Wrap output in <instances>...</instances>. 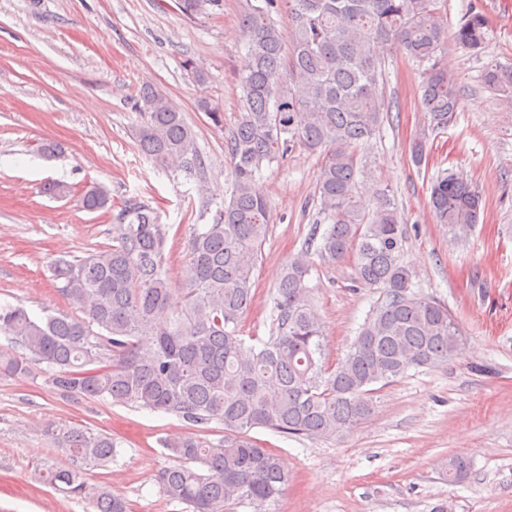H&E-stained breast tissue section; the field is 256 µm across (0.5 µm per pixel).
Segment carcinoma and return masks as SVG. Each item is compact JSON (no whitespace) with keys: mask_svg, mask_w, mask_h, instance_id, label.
<instances>
[{"mask_svg":"<svg viewBox=\"0 0 512 512\" xmlns=\"http://www.w3.org/2000/svg\"><path fill=\"white\" fill-rule=\"evenodd\" d=\"M219 0H176L189 18ZM438 0H246L247 51L238 79V123L227 141L233 191L210 224H196L181 266L178 301L165 269L167 228L137 196L112 213L108 191L81 197L90 212L112 214V244L51 266L59 291L76 314L32 316L21 305L0 306V332L22 350L0 353V369L26 373L44 363L54 390L174 414L191 424H224L217 443L192 435L163 441L176 464L163 470V495L184 512H227L245 499L256 512L288 484L281 458L249 436L255 428L327 439L351 431L374 410L375 394L414 368L445 365L460 350L462 331L448 305L413 291L414 272L400 260L406 227L388 190L357 194L359 149L380 132L385 110L380 80L383 46L398 42L408 58L428 64L420 107L432 127L454 121L459 95L439 66L448 40ZM288 7L292 42L285 46L272 14ZM491 26L472 10L453 33L478 51ZM486 88L512 104V67L486 66ZM142 123L139 146L155 162L197 174L202 161L182 113L146 83L133 103ZM296 144L322 152L317 200L328 227L316 251L325 262L350 261L357 288L381 291L349 352L325 357L323 323L310 301L308 251L288 261L272 297L273 332L246 345L238 325L253 303L252 273L270 222L268 200L254 189L263 163ZM476 189L446 172L431 186L436 223L456 236L478 222ZM72 460L46 470L54 487L86 493L85 467H105L117 454L112 437L87 427L47 423ZM470 460H448V481L468 476ZM92 512H130L129 503L99 489Z\"/></svg>","mask_w":512,"mask_h":512,"instance_id":"carcinoma-1","label":"carcinoma"}]
</instances>
